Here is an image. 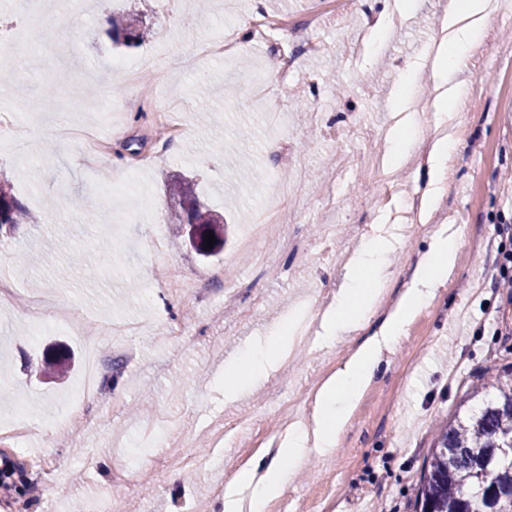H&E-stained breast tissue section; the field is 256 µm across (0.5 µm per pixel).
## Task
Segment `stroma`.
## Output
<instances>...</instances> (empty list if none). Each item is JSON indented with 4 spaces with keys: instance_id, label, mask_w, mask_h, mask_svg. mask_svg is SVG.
Returning a JSON list of instances; mask_svg holds the SVG:
<instances>
[{
    "instance_id": "35a3bbf8",
    "label": "stroma",
    "mask_w": 512,
    "mask_h": 512,
    "mask_svg": "<svg viewBox=\"0 0 512 512\" xmlns=\"http://www.w3.org/2000/svg\"><path fill=\"white\" fill-rule=\"evenodd\" d=\"M397 0H354L350 12L327 0H142L149 37L113 45L108 15L124 0H83L57 13L46 33L21 0H0V35L27 34L14 67L0 70V114L19 134L0 148V171L33 223L0 234V278L12 293L0 305V425L24 413L28 438L55 474L51 489L27 475L13 441L0 437V465L18 473L23 512H67L74 500L118 493L116 512H188L197 502L220 512L213 489L265 455L290 419L309 417L316 388L352 351L357 335L323 345L312 337L293 362L249 394L224 398L219 381L249 347L282 325L299 303L326 309L364 236L401 225L389 255L388 286L399 293L410 261L435 233L455 231L456 268L407 325L381 374L361 394L343 441L309 455L266 512H411L417 480L438 430L486 374L512 366V297L492 292L498 252L512 251V0H492L494 25L469 57L466 81L484 93L461 98L456 135L464 148L448 162L439 207L427 222L386 196L377 161L386 153L397 91L408 63L438 37L450 0H413L380 48L368 24ZM286 18L306 28L313 50L258 25ZM232 30L228 59L198 57L202 42ZM152 53L195 58L131 85L115 59ZM294 75L283 79L284 63ZM62 86L46 104L50 81ZM122 107V126L105 135L95 165L61 123L95 124L104 105ZM175 105L166 113V105ZM186 130L172 138L167 121ZM183 174L200 200L223 214L224 250L202 258L168 222L167 181ZM280 194L275 230L260 240L266 265L241 249ZM338 226L324 238L325 226ZM300 241L287 251L286 239ZM112 249L101 258L102 243ZM247 288L225 305L226 286ZM77 309L97 326L94 347L56 322L41 335L29 323ZM184 327L181 336L171 326ZM120 359L80 409L67 411L89 354ZM69 356L60 373L47 358ZM249 417L221 448H200L212 433Z\"/></svg>"
}]
</instances>
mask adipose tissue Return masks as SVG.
Listing matches in <instances>:
<instances>
[{"mask_svg": "<svg viewBox=\"0 0 512 512\" xmlns=\"http://www.w3.org/2000/svg\"><path fill=\"white\" fill-rule=\"evenodd\" d=\"M494 20L491 0H452L440 29L436 51L430 57L437 76L435 109L440 124L454 123L456 102L465 83L459 74L484 29ZM412 94L411 79H404L396 99L403 109ZM419 121L405 113L387 138L386 157L390 169H399L407 159L416 137ZM461 140L440 136L433 140L424 158L427 179L420 195V212H432L440 199L443 173L448 161L461 148ZM399 243L392 232H378L363 238L348 265L342 288L337 289L330 306L319 318L324 342L363 329L386 295V258ZM458 239L437 234L430 250L417 255L410 270V282L394 300L378 332L365 337L352 353L337 364L316 388L309 420L289 426L280 439L272 459H257L240 469L224 490V512H266L270 501L280 497L310 453L332 452L347 434L352 411L365 388L377 377L386 350L400 339L406 326L432 295L434 288L447 279L456 266ZM301 315L292 312L288 319L259 348L248 350L244 371H232L224 384L226 394L237 396L249 391L272 371L293 358L299 343ZM250 490L241 497L240 487Z\"/></svg>", "mask_w": 512, "mask_h": 512, "instance_id": "obj_1", "label": "adipose tissue"}]
</instances>
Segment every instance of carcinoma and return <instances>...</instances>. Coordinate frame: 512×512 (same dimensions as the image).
Masks as SVG:
<instances>
[{
  "mask_svg": "<svg viewBox=\"0 0 512 512\" xmlns=\"http://www.w3.org/2000/svg\"><path fill=\"white\" fill-rule=\"evenodd\" d=\"M112 40L126 47L144 41L135 0L112 19ZM169 193L180 198L169 223L195 229L193 248L209 257L224 250V216L202 207L190 182L180 175L170 179ZM31 220L12 195L8 179L0 177V231ZM215 237L206 248V233ZM478 404L456 416L435 438L420 473L412 512H500L499 497L512 496V462L500 460L498 448L512 438V370L495 374L472 387Z\"/></svg>",
  "mask_w": 512,
  "mask_h": 512,
  "instance_id": "1",
  "label": "carcinoma"
}]
</instances>
